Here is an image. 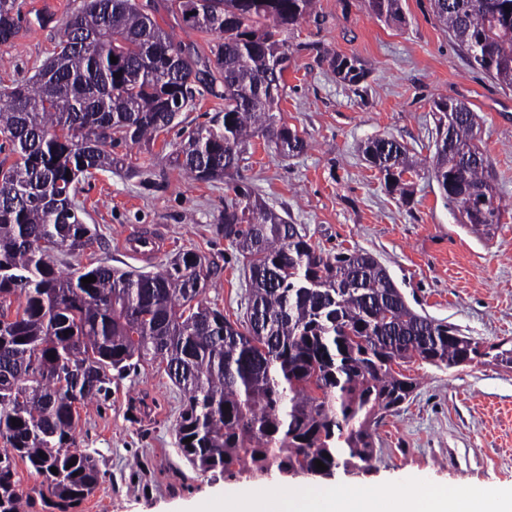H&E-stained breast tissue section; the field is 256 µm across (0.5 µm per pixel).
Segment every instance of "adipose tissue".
Returning a JSON list of instances; mask_svg holds the SVG:
<instances>
[{
	"instance_id": "ef3b65f1",
	"label": "adipose tissue",
	"mask_w": 512,
	"mask_h": 512,
	"mask_svg": "<svg viewBox=\"0 0 512 512\" xmlns=\"http://www.w3.org/2000/svg\"><path fill=\"white\" fill-rule=\"evenodd\" d=\"M223 512H512V487L421 482L400 493L361 483L342 490L284 485L272 496L252 490L225 497Z\"/></svg>"
}]
</instances>
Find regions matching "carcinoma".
<instances>
[{
  "label": "carcinoma",
  "instance_id": "carcinoma-1",
  "mask_svg": "<svg viewBox=\"0 0 512 512\" xmlns=\"http://www.w3.org/2000/svg\"><path fill=\"white\" fill-rule=\"evenodd\" d=\"M15 2L0 0V44L19 35ZM367 2L375 18L401 19V0ZM430 8L478 70L512 88V0H430ZM170 9L189 28L217 34L211 58L192 60L138 0H83L36 75L0 90V134L15 155L9 167L0 163V512H26L36 496L70 512L96 491V460L71 450L79 407L107 400L112 373L140 361H160L184 393V458L229 475L317 474L316 460L327 474L369 465L372 427L416 387L395 364L418 357L452 368L483 358L512 369L511 343L483 347L419 314L371 254H324L243 184L220 219L224 239L249 260L242 324L200 299L208 271L196 252L152 273L61 269L60 255L95 241L73 201L76 184L112 168L114 142L168 129L193 106L198 83L224 88V115L189 131L175 151L176 168L194 180L239 171L257 133L285 155L305 149L274 111L288 30L311 15L313 0H170ZM329 66L350 86L364 77L355 58L336 55ZM433 107L432 176L465 223L485 231L499 223L500 206L476 115L455 99ZM365 154L392 190L414 169L394 138L368 142ZM67 209L75 215L63 222ZM90 275L96 281L82 285ZM15 297L24 305L13 312ZM19 460L43 476L41 488H21Z\"/></svg>",
  "mask_w": 512,
  "mask_h": 512
}]
</instances>
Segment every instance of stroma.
<instances>
[{"label":"stroma","mask_w":512,"mask_h":512,"mask_svg":"<svg viewBox=\"0 0 512 512\" xmlns=\"http://www.w3.org/2000/svg\"><path fill=\"white\" fill-rule=\"evenodd\" d=\"M21 30L0 45V87L29 80L53 52L61 27L82 0H17ZM160 25L193 57H209L216 37L185 26L169 0H150ZM46 16L38 24L37 16ZM340 54L366 71L358 87L341 82L328 64ZM278 116L307 147L279 154L264 136L251 141L242 177L255 195L301 225L328 253L361 249L384 265L418 313L456 325L488 346L512 339V89L472 67L435 21L429 0H402V19L373 17L365 0H316L315 12L288 33V70ZM456 98L476 113L502 202L499 224L476 232L463 224L429 173L435 139L433 102ZM224 102L209 92L179 115L153 144L113 147L111 171L82 180L74 201L98 239L65 256L72 267L101 263L155 272L178 253L205 256L211 269L203 302L229 321L248 306L249 272L224 238L220 217L233 195L229 179L209 183L169 169L167 156L182 130L209 123ZM392 137L416 160L406 192H389L364 154L369 141ZM161 232L164 247L150 262L118 241L141 227ZM419 385L376 430L364 469L337 470V488L373 482L400 491L421 476L437 485H512V369L480 361L455 368L419 360L403 364ZM184 395L162 366L145 363L112 381V397L80 411L72 448L92 454L103 480L73 512H197L253 486L318 484L310 475L203 472L176 445Z\"/></svg>","instance_id":"stroma-1"}]
</instances>
